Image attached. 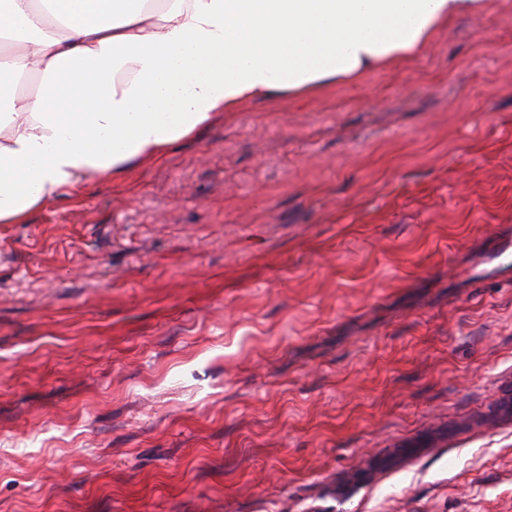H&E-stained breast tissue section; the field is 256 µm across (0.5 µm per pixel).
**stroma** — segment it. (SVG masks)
I'll return each mask as SVG.
<instances>
[{
	"label": "stroma",
	"instance_id": "stroma-1",
	"mask_svg": "<svg viewBox=\"0 0 512 512\" xmlns=\"http://www.w3.org/2000/svg\"><path fill=\"white\" fill-rule=\"evenodd\" d=\"M512 0L0 224V512H512Z\"/></svg>",
	"mask_w": 512,
	"mask_h": 512
}]
</instances>
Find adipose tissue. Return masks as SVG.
I'll use <instances>...</instances> for the list:
<instances>
[{
    "instance_id": "obj_1",
    "label": "adipose tissue",
    "mask_w": 512,
    "mask_h": 512,
    "mask_svg": "<svg viewBox=\"0 0 512 512\" xmlns=\"http://www.w3.org/2000/svg\"><path fill=\"white\" fill-rule=\"evenodd\" d=\"M487 0H0V224L162 158L248 100L422 55ZM37 75L36 91L22 93Z\"/></svg>"
}]
</instances>
